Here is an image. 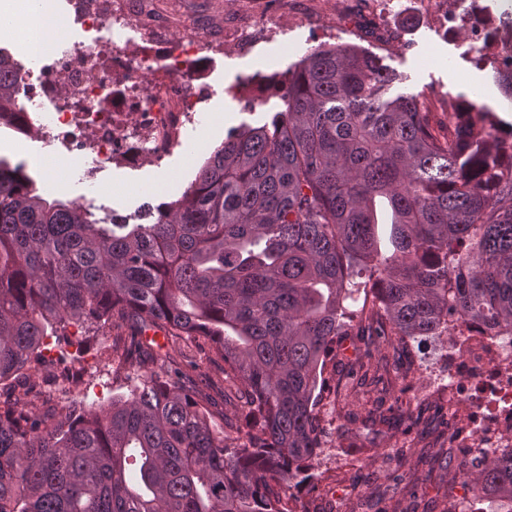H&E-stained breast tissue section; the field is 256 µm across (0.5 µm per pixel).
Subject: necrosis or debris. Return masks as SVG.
<instances>
[{
  "instance_id": "1",
  "label": "necrosis or debris",
  "mask_w": 512,
  "mask_h": 512,
  "mask_svg": "<svg viewBox=\"0 0 512 512\" xmlns=\"http://www.w3.org/2000/svg\"><path fill=\"white\" fill-rule=\"evenodd\" d=\"M73 31L57 34L54 0H44L41 27L52 54L17 72L23 101L13 124L35 126L65 157L89 156L107 169L131 156L156 162L196 121L199 100L188 83L226 43L242 52L264 41L277 18L251 14L226 36L190 28L171 40L170 18L135 15L130 0H69ZM153 86H146V75ZM448 394L459 397L453 442L470 458L512 446V334L486 329L448 339Z\"/></svg>"
}]
</instances>
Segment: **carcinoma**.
Instances as JSON below:
<instances>
[{"mask_svg": "<svg viewBox=\"0 0 512 512\" xmlns=\"http://www.w3.org/2000/svg\"><path fill=\"white\" fill-rule=\"evenodd\" d=\"M15 69L0 51V115L17 107ZM395 80L352 45L310 49L285 109L229 131L142 224L50 201L0 158V512H288L320 453L336 337L512 330V140L471 102L436 134L416 97L381 99ZM495 82L512 99V66ZM112 327L117 374L155 362L148 330L208 339L243 388V442L213 432L172 358L126 376L125 396L39 411L26 372L81 379L87 340ZM460 478L490 512H512V447Z\"/></svg>", "mask_w": 512, "mask_h": 512, "instance_id": "1", "label": "carcinoma"}]
</instances>
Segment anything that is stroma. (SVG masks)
I'll list each match as a JSON object with an SVG mask.
<instances>
[{"label": "stroma", "instance_id": "stroma-1", "mask_svg": "<svg viewBox=\"0 0 512 512\" xmlns=\"http://www.w3.org/2000/svg\"><path fill=\"white\" fill-rule=\"evenodd\" d=\"M153 2L176 23L220 29L247 12L272 9L278 0ZM392 20L401 38L389 46L362 16L334 24L323 15L281 20L274 36L249 53L228 49L213 56L193 87L202 100L197 121L161 161L122 160L99 171L88 159L72 165L60 160L54 147L36 136L18 137L2 129L0 155L24 164L45 198L68 202L86 197L97 214L113 211L134 224L143 203L180 196L230 128L260 125L283 109L288 74L308 49L341 43L381 56L397 76L387 97L420 96L434 127L444 129L449 123L434 101L439 93L485 107L500 126H512V100L494 81L496 67L472 54L466 32L447 33L421 16L414 0H397ZM245 81L252 84L251 101L228 95L229 86ZM118 340L115 330L91 338L78 364V383L52 386L53 367L35 371L36 382L46 388L40 407L63 409L90 388L107 398L125 394V380L113 378L111 363L101 355ZM443 353L439 339L422 345L411 341L401 351L382 339L369 344L355 335L337 338L317 407L322 453L311 482L290 502L291 512H448L457 501L461 483L456 473L464 459L450 438L448 393L437 383ZM176 354L207 378L204 392L222 406L225 437L240 442L239 404L224 399L237 381L226 377L223 362L204 340L183 339Z\"/></svg>", "mask_w": 512, "mask_h": 512}]
</instances>
